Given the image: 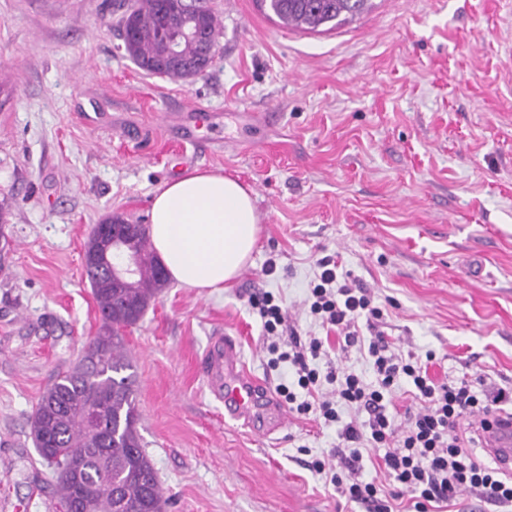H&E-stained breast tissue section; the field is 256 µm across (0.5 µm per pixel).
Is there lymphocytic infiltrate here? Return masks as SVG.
I'll list each match as a JSON object with an SVG mask.
<instances>
[{"instance_id":"lymphocytic-infiltrate-1","label":"lymphocytic infiltrate","mask_w":512,"mask_h":512,"mask_svg":"<svg viewBox=\"0 0 512 512\" xmlns=\"http://www.w3.org/2000/svg\"><path fill=\"white\" fill-rule=\"evenodd\" d=\"M317 267L307 299L309 313L327 330L336 331L341 350L354 347L364 354L372 365L373 381L340 365L320 371L319 361L330 356L328 340L294 334L281 339L288 321L281 300L265 292L251 302L264 331L276 338L270 353L276 362L289 364L296 377L295 386L279 385V394L297 412L318 413L325 423L339 427L342 448L333 450L332 462H315V469L329 472L341 494L367 512H395L383 489L361 476V449L369 445L383 449L386 477L409 496L416 512L451 501L463 491L512 508V475L475 453L481 429L499 415L503 403L512 401V395L476 390L465 378L438 381L429 372L433 352L404 356L395 352L384 332L363 335L360 321L380 317L368 291L341 279L333 257H322ZM403 381L410 385L416 405L401 411L393 408L389 396ZM326 384L331 387L327 393L322 390ZM344 407L352 413L350 420L341 416Z\"/></svg>"}]
</instances>
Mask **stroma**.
I'll return each mask as SVG.
<instances>
[{"label":"stroma","instance_id":"1","mask_svg":"<svg viewBox=\"0 0 512 512\" xmlns=\"http://www.w3.org/2000/svg\"><path fill=\"white\" fill-rule=\"evenodd\" d=\"M133 2L0 0V83L16 87L0 122V512H55L30 417L100 326L84 243L111 214L149 223L178 148L187 171L253 190L260 231L245 275L168 284L126 333L168 512H365L310 468L336 425L292 411L265 435L226 419L200 363L227 335L258 380L291 379L250 298L273 293L298 336L323 335L304 300L329 255L397 350L435 352L437 380L512 391V0H374L326 32L284 28L258 0H208L215 59L177 83L125 57ZM196 106L219 126L181 144Z\"/></svg>","mask_w":512,"mask_h":512}]
</instances>
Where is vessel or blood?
<instances>
[{
	"mask_svg": "<svg viewBox=\"0 0 512 512\" xmlns=\"http://www.w3.org/2000/svg\"><path fill=\"white\" fill-rule=\"evenodd\" d=\"M205 375L213 391L224 396V415L251 423L268 391L243 367L239 346L232 337L216 338L206 356ZM483 448L512 474V414H502L482 435Z\"/></svg>",
	"mask_w": 512,
	"mask_h": 512,
	"instance_id": "b4317fda",
	"label": "vessel or blood"
}]
</instances>
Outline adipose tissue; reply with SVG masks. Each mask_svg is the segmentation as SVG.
I'll use <instances>...</instances> for the list:
<instances>
[{"label":"adipose tissue","mask_w":512,"mask_h":512,"mask_svg":"<svg viewBox=\"0 0 512 512\" xmlns=\"http://www.w3.org/2000/svg\"><path fill=\"white\" fill-rule=\"evenodd\" d=\"M251 188L194 171L166 184L151 206V237L169 276L187 288H220L250 259L259 232Z\"/></svg>","instance_id":"adipose-tissue-1"}]
</instances>
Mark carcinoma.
Wrapping results in <instances>:
<instances>
[{"mask_svg": "<svg viewBox=\"0 0 512 512\" xmlns=\"http://www.w3.org/2000/svg\"><path fill=\"white\" fill-rule=\"evenodd\" d=\"M288 28L334 29L371 8V0H259ZM193 30L182 56L166 59L167 41ZM218 19L207 9L188 10L184 0H139L123 18L127 55L141 69L184 81L202 75L198 61L216 46ZM129 233L137 262L132 288H115L97 260L102 237ZM84 272L100 315L97 334L84 355L39 397L31 418L35 445L53 468L56 506L72 508L89 499L90 512H165L166 499L154 464L142 446L136 379L125 331L136 325L168 285L146 224L107 219L103 235L92 233L84 250Z\"/></svg>", "mask_w": 512, "mask_h": 512, "instance_id": "1", "label": "carcinoma"}]
</instances>
